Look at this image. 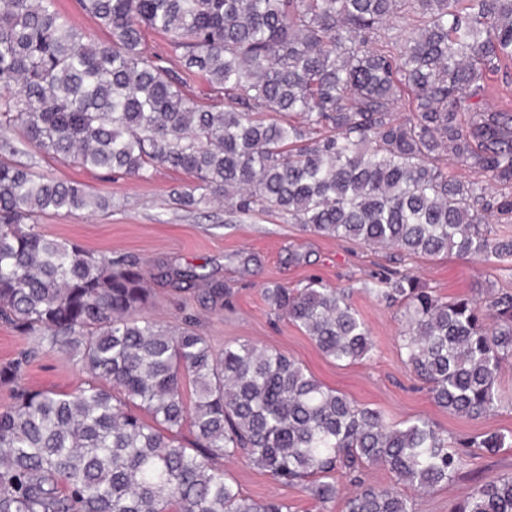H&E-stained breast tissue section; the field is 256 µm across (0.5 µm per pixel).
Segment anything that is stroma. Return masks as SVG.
Here are the masks:
<instances>
[{
	"instance_id": "35a3bbf8",
	"label": "stroma",
	"mask_w": 512,
	"mask_h": 512,
	"mask_svg": "<svg viewBox=\"0 0 512 512\" xmlns=\"http://www.w3.org/2000/svg\"><path fill=\"white\" fill-rule=\"evenodd\" d=\"M0 159L27 164L60 181L83 182L109 200L104 211L48 212L37 222L51 238L77 243L96 254L138 259L152 294L142 316L174 330L192 319L194 330L217 351L236 343L280 350L356 404L380 410L391 423L425 418L456 438L487 430L512 431V359L502 365V401L495 412L478 420L450 414L434 404L405 364L399 340L405 322L400 311L373 292L379 274L408 269L444 299L480 298L491 288L512 289V264L453 253L405 256L391 248L306 232L281 215H244L222 201L185 208L175 203L172 192L192 186L191 177L164 167L147 180L89 172L21 143L15 151H1ZM189 266L200 267L202 279L191 290H174L166 272ZM312 279L355 287L353 303L373 343L368 356L349 365L332 362L264 298L266 286L300 288ZM217 285L229 288V296L217 304H200L205 289ZM30 350L35 357L26 371L29 387L67 392L82 381V373L63 354L40 344L38 337L18 335L0 323V365ZM462 455L464 464L455 481L412 492L415 512H452L483 481L512 474V447L496 454L466 448ZM218 465L244 494L288 502L291 512L343 510L342 499L318 502L302 486L274 480L245 459L222 458Z\"/></svg>"
}]
</instances>
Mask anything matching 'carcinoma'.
Listing matches in <instances>:
<instances>
[{"instance_id":"cac0c4a2","label":"carcinoma","mask_w":512,"mask_h":512,"mask_svg":"<svg viewBox=\"0 0 512 512\" xmlns=\"http://www.w3.org/2000/svg\"><path fill=\"white\" fill-rule=\"evenodd\" d=\"M110 35L85 41L55 0H0V136L78 168L193 178L174 200L223 197L243 214L408 256L454 252L512 262V110L484 103L487 75L512 67V0H80ZM408 24L407 36L401 35ZM167 35L179 68L146 53ZM202 75L229 105L183 92ZM408 115L397 116L398 105ZM476 180L448 171V160ZM88 186L0 161V321L76 362L70 392L25 385L30 355L0 366V512H291L245 495L215 460L245 455L344 512H413L400 486H446L463 466L426 419L402 425L249 343L213 350L191 325L141 316L139 264L49 238L42 213L105 210ZM177 289L203 275L166 274ZM352 288H265L271 307L325 357L372 349ZM401 306L406 364L434 403L478 420L497 409L512 357V293L448 301L408 271L378 289ZM194 391L188 404L183 383ZM191 439H186L184 433ZM494 454L512 434L464 442ZM380 466L396 478H361ZM454 512H512V476L483 482Z\"/></svg>"}]
</instances>
